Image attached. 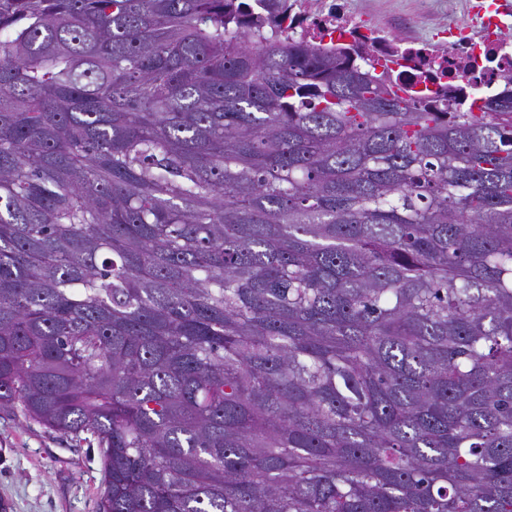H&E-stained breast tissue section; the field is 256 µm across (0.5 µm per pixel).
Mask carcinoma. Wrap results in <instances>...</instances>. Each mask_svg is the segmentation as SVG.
<instances>
[{"instance_id": "carcinoma-1", "label": "carcinoma", "mask_w": 512, "mask_h": 512, "mask_svg": "<svg viewBox=\"0 0 512 512\" xmlns=\"http://www.w3.org/2000/svg\"><path fill=\"white\" fill-rule=\"evenodd\" d=\"M302 25L0 0V411L98 512H512V77Z\"/></svg>"}]
</instances>
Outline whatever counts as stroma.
Here are the masks:
<instances>
[{
  "label": "stroma",
  "instance_id": "stroma-1",
  "mask_svg": "<svg viewBox=\"0 0 512 512\" xmlns=\"http://www.w3.org/2000/svg\"><path fill=\"white\" fill-rule=\"evenodd\" d=\"M309 19L355 18L401 46L437 44L467 13L466 0H292ZM104 491L94 437L71 440L0 411V512H97Z\"/></svg>",
  "mask_w": 512,
  "mask_h": 512
}]
</instances>
